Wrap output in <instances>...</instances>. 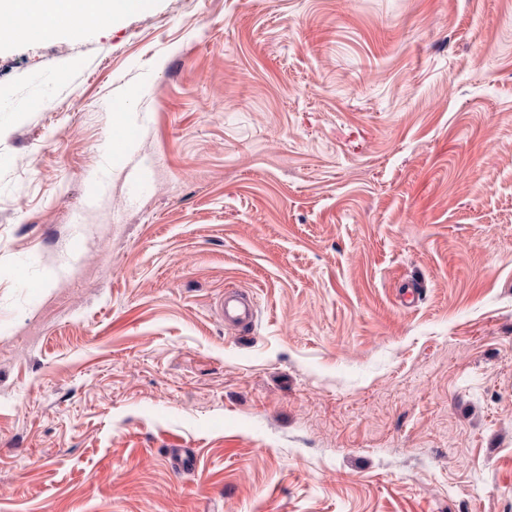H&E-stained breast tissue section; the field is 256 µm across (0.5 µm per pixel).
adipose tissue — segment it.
Returning a JSON list of instances; mask_svg holds the SVG:
<instances>
[{"instance_id": "obj_1", "label": "adipose tissue", "mask_w": 512, "mask_h": 512, "mask_svg": "<svg viewBox=\"0 0 512 512\" xmlns=\"http://www.w3.org/2000/svg\"><path fill=\"white\" fill-rule=\"evenodd\" d=\"M149 0H0L1 16L30 15L28 28H0V41L20 36L79 33L85 28L110 24L145 9Z\"/></svg>"}]
</instances>
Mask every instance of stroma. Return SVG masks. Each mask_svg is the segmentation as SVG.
Wrapping results in <instances>:
<instances>
[{"mask_svg":"<svg viewBox=\"0 0 512 512\" xmlns=\"http://www.w3.org/2000/svg\"><path fill=\"white\" fill-rule=\"evenodd\" d=\"M1 88L0 512H512V0H150ZM114 109L119 115L115 126L116 134L112 139V155L114 152L126 150L136 137V128L125 116V106L117 103L114 105ZM224 322L232 326H250L254 318L252 305L240 294H224Z\"/></svg>","mask_w":512,"mask_h":512,"instance_id":"stroma-1","label":"stroma"}]
</instances>
